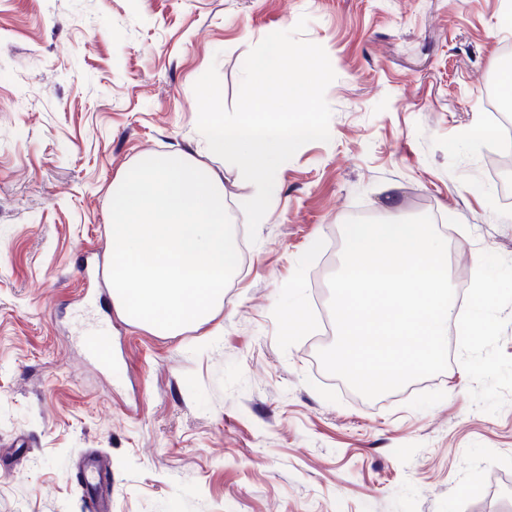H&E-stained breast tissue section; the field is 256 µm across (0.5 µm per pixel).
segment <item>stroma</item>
I'll use <instances>...</instances> for the list:
<instances>
[{
  "label": "stroma",
  "instance_id": "obj_1",
  "mask_svg": "<svg viewBox=\"0 0 512 512\" xmlns=\"http://www.w3.org/2000/svg\"><path fill=\"white\" fill-rule=\"evenodd\" d=\"M307 18L336 73L330 141L301 146L208 322L130 324L83 265L108 261L112 184L184 149L246 238L255 191L211 157L194 83L234 107L253 46ZM512 0H0V512H512V401L474 407L458 360L368 399L322 368L318 322L353 217L445 218L451 283L512 260L485 88ZM112 338L94 358L85 336ZM107 467L103 460L93 456L83 470L82 484L90 494L89 509L91 512H108Z\"/></svg>",
  "mask_w": 512,
  "mask_h": 512
}]
</instances>
